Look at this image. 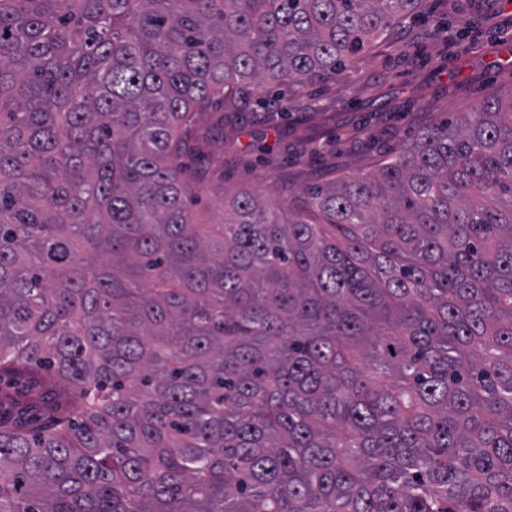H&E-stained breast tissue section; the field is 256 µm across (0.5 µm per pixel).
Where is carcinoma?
I'll return each instance as SVG.
<instances>
[{"instance_id": "carcinoma-1", "label": "carcinoma", "mask_w": 512, "mask_h": 512, "mask_svg": "<svg viewBox=\"0 0 512 512\" xmlns=\"http://www.w3.org/2000/svg\"><path fill=\"white\" fill-rule=\"evenodd\" d=\"M425 0H0V512H512V94L186 206L208 109Z\"/></svg>"}]
</instances>
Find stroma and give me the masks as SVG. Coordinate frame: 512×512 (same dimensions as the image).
<instances>
[{
  "mask_svg": "<svg viewBox=\"0 0 512 512\" xmlns=\"http://www.w3.org/2000/svg\"><path fill=\"white\" fill-rule=\"evenodd\" d=\"M429 18L406 19L384 44L325 86L282 89L280 95L221 118L200 170L208 186L193 209L217 222L224 190L247 188L274 201L288 192L346 175L372 172L378 160L426 126L468 111L484 97L512 91V58L496 41L490 16L507 20L499 0H427ZM291 110L282 113L281 99ZM318 113L305 121L306 113Z\"/></svg>",
  "mask_w": 512,
  "mask_h": 512,
  "instance_id": "obj_1",
  "label": "stroma"
}]
</instances>
